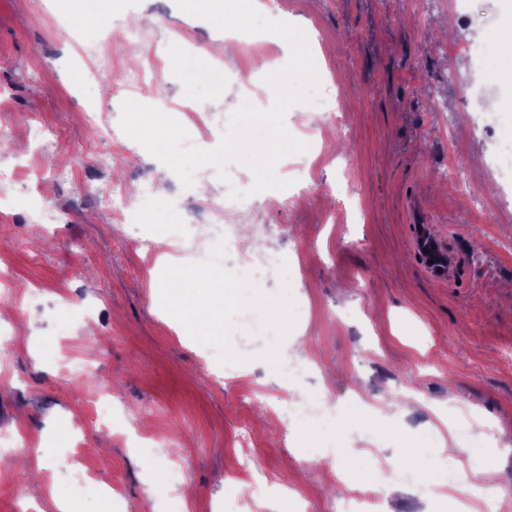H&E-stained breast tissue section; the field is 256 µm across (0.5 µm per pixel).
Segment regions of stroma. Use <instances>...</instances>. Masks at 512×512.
<instances>
[{"mask_svg":"<svg viewBox=\"0 0 512 512\" xmlns=\"http://www.w3.org/2000/svg\"><path fill=\"white\" fill-rule=\"evenodd\" d=\"M268 5L335 83L332 115L298 103L285 117L308 149L275 174L310 196L290 209L248 196L225 221L249 236L198 254L218 275L187 282L143 244L166 239L167 199L119 215L101 204L113 187H173L174 172L123 131L121 106L169 115L192 99L228 118L249 100L273 105L264 77L290 58L281 37L233 43L175 0H112L99 15L116 34L112 79L90 97L92 65L56 20L61 8L82 26L73 0H0V168L17 174L0 184V512H57L58 497L70 512H239L243 458L251 512L284 491L295 512H338L345 477L371 484L384 468L394 491L382 512H460L468 462L493 466L500 512H512V209L478 214L439 176L453 149L486 199L499 193L493 138L512 127L483 134L464 114L470 86L512 85V61L480 69L457 45L512 23V0H477L468 18L448 0ZM132 26L143 44L122 39ZM175 28L186 67L163 56L142 67ZM102 154L112 168L98 167ZM421 224L447 244L452 278L419 260ZM257 241L266 262L242 293L236 256ZM225 289L213 331L178 326L172 299ZM261 299L273 343L240 320ZM104 384L102 424L91 399ZM322 397L335 410L289 416ZM434 471L447 496L431 493Z\"/></svg>","mask_w":512,"mask_h":512,"instance_id":"obj_1","label":"stroma"}]
</instances>
